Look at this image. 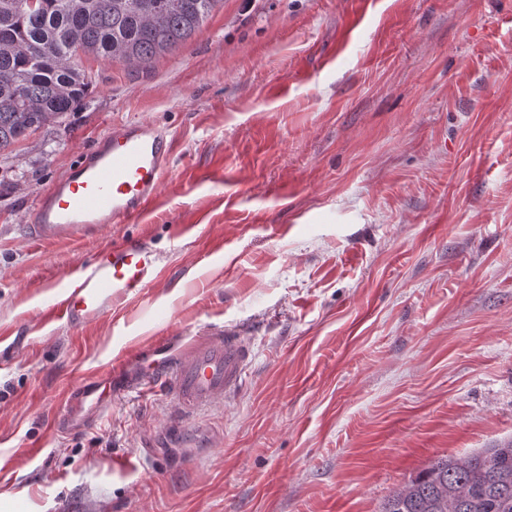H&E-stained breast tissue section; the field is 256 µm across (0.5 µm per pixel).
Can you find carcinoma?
<instances>
[{"label":"carcinoma","mask_w":512,"mask_h":512,"mask_svg":"<svg viewBox=\"0 0 512 512\" xmlns=\"http://www.w3.org/2000/svg\"><path fill=\"white\" fill-rule=\"evenodd\" d=\"M222 0H0V151L63 123L97 84L83 58L136 71L189 38ZM380 512H512V439L440 457Z\"/></svg>","instance_id":"carcinoma-1"}]
</instances>
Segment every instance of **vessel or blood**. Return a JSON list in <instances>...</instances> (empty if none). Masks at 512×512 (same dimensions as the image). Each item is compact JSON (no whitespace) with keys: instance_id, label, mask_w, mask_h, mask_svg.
I'll list each match as a JSON object with an SVG mask.
<instances>
[{"instance_id":"vessel-or-blood-1","label":"vessel or blood","mask_w":512,"mask_h":512,"mask_svg":"<svg viewBox=\"0 0 512 512\" xmlns=\"http://www.w3.org/2000/svg\"><path fill=\"white\" fill-rule=\"evenodd\" d=\"M172 136L149 123L113 126L82 162L40 196L30 216L38 234L66 239L99 224H127L156 200L171 154ZM156 253L144 242L121 238L81 262L53 306L55 316L81 329L141 294L158 277ZM251 348L234 329L212 328L177 355L167 341L137 353L136 385L162 381L174 406L172 429L200 409L235 393ZM112 405V374L81 382L68 394L60 424H90Z\"/></svg>"}]
</instances>
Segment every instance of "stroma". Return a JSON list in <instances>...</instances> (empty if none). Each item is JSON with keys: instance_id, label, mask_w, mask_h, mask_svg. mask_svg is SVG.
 I'll list each match as a JSON object with an SVG mask.
<instances>
[{"instance_id": "obj_1", "label": "stroma", "mask_w": 512, "mask_h": 512, "mask_svg": "<svg viewBox=\"0 0 512 512\" xmlns=\"http://www.w3.org/2000/svg\"><path fill=\"white\" fill-rule=\"evenodd\" d=\"M84 65L87 103L0 152V512H379L512 438V0H221L150 73ZM143 121L174 141L154 203L40 238L38 197ZM123 236L158 254L152 286L47 320ZM215 325L249 340L246 381L166 436L132 356ZM119 357L111 410L59 426Z\"/></svg>"}]
</instances>
